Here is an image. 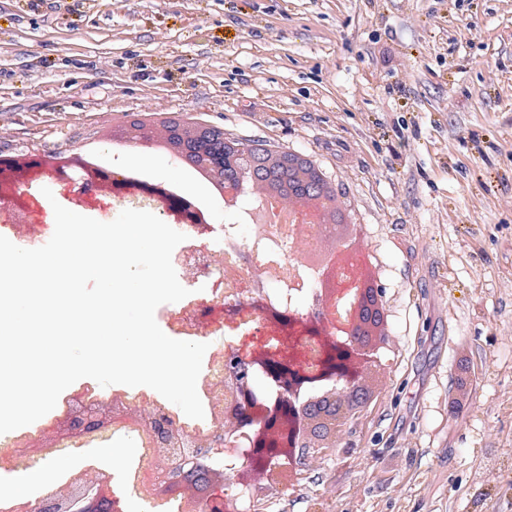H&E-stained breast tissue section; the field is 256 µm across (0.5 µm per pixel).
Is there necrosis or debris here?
Masks as SVG:
<instances>
[{"label":"necrosis or debris","mask_w":512,"mask_h":512,"mask_svg":"<svg viewBox=\"0 0 512 512\" xmlns=\"http://www.w3.org/2000/svg\"><path fill=\"white\" fill-rule=\"evenodd\" d=\"M244 219L246 223L255 225V233L245 238L237 233L235 227L225 226L220 245L221 256L216 259L214 268L205 275L199 273L194 265L182 261L183 253L198 243L193 226L181 224L177 227L186 239L174 250L172 263L190 294L178 308L162 310L161 317L169 335L208 346L197 381L204 417L191 419L182 410H173L172 421L183 431L204 434L212 428L215 422L212 399L224 374L222 341L226 330L217 323L208 325L206 332L200 334L191 331L186 325V313L190 306L212 296L213 284L217 281L222 282L225 297H240L265 289L275 303L284 302L288 290L300 288L308 291L318 284L317 268L296 265L291 259L292 251L301 247L311 252L321 251L325 230L317 211L299 205L284 211L276 204L268 203L260 212L246 209ZM112 447L125 458L124 466L114 470L113 480L120 484V493L130 505H139L140 498L127 485L124 473L132 468L142 471L152 466L147 435L141 429H113Z\"/></svg>","instance_id":"necrosis-or-debris-1"}]
</instances>
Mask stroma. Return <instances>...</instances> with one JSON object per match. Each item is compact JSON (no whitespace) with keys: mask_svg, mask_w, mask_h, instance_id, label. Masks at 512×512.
<instances>
[{"mask_svg":"<svg viewBox=\"0 0 512 512\" xmlns=\"http://www.w3.org/2000/svg\"><path fill=\"white\" fill-rule=\"evenodd\" d=\"M0 0V154L190 114L312 156L386 288L351 450L263 512H512V0ZM147 169L201 196L171 154ZM457 412H449V398Z\"/></svg>","mask_w":512,"mask_h":512,"instance_id":"1","label":"stroma"}]
</instances>
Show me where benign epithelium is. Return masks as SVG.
Segmentation results:
<instances>
[{
    "instance_id": "benign-epithelium-1",
    "label": "benign epithelium",
    "mask_w": 512,
    "mask_h": 512,
    "mask_svg": "<svg viewBox=\"0 0 512 512\" xmlns=\"http://www.w3.org/2000/svg\"><path fill=\"white\" fill-rule=\"evenodd\" d=\"M170 128L184 163L207 169L222 183L226 204L238 206L246 195L244 183L259 179L252 147L222 134L188 136L175 123ZM23 159L35 185L68 189L76 207L97 209L111 199L150 203L169 223L193 225L199 238L210 232L198 199L171 193L162 181L136 183L105 167L91 174L78 163L36 154ZM0 198L11 202L20 218L34 212L35 196L6 179ZM334 255L305 310L290 300L277 306L260 290L230 300L220 292L196 307L189 322L195 328L222 322L236 332L242 310L256 317L250 332L225 344L224 392L214 398L222 420L211 431L184 434L159 409L143 415L118 398L107 405L77 394L62 412L59 442L99 436L130 419L144 423L153 456L166 459L147 492L155 499L182 498L186 512H251L257 473L279 494L293 489L304 462L337 447L355 416L351 405L366 400L367 379L385 367L386 342L354 332L350 319L356 306L363 325H377L385 289L367 282L351 242L339 241ZM25 512H126V503L112 491L110 474L91 477L80 471L67 492L50 488L26 504Z\"/></svg>"
}]
</instances>
